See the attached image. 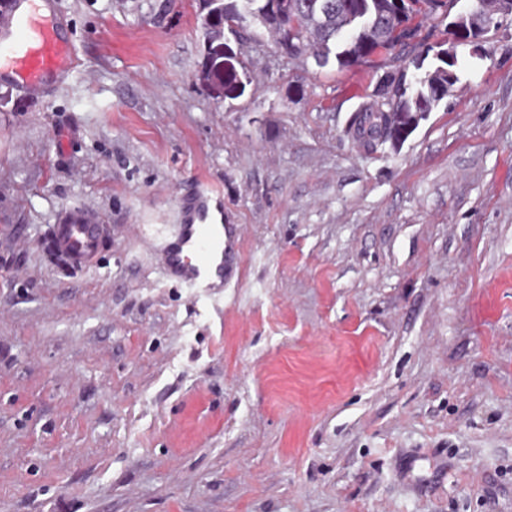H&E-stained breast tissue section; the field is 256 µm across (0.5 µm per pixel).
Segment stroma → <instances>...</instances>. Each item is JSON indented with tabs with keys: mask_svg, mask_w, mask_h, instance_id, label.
Instances as JSON below:
<instances>
[{
	"mask_svg": "<svg viewBox=\"0 0 512 512\" xmlns=\"http://www.w3.org/2000/svg\"><path fill=\"white\" fill-rule=\"evenodd\" d=\"M79 64L0 83V512H512V21L400 145L349 124L448 18L348 68L227 37L201 0H57ZM224 193L239 274L170 282L180 192ZM99 212L98 266L39 240Z\"/></svg>",
	"mask_w": 512,
	"mask_h": 512,
	"instance_id": "stroma-1",
	"label": "stroma"
}]
</instances>
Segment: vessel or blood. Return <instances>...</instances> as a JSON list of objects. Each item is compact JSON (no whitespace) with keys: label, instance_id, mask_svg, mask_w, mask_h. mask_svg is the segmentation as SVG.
I'll use <instances>...</instances> for the list:
<instances>
[{"label":"vessel or blood","instance_id":"obj_1","mask_svg":"<svg viewBox=\"0 0 512 512\" xmlns=\"http://www.w3.org/2000/svg\"><path fill=\"white\" fill-rule=\"evenodd\" d=\"M78 55L71 34L54 10V0H12L0 14V81L29 96L53 97L71 76ZM108 240L98 213L75 208L64 213L40 240L48 261L69 273L97 265ZM241 227L224 221V197L197 186L177 202V224L159 249L168 279L187 288L217 292L237 274Z\"/></svg>","mask_w":512,"mask_h":512}]
</instances>
